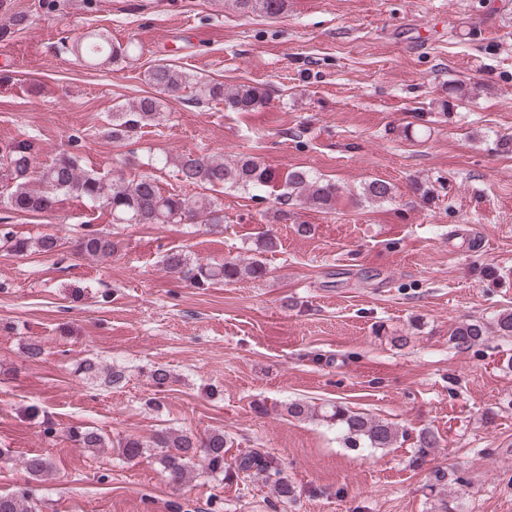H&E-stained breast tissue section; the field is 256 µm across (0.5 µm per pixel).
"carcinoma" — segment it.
I'll return each mask as SVG.
<instances>
[{
	"mask_svg": "<svg viewBox=\"0 0 512 512\" xmlns=\"http://www.w3.org/2000/svg\"><path fill=\"white\" fill-rule=\"evenodd\" d=\"M287 0H236L245 12L259 11L269 16L280 14ZM77 55L98 66H114L127 62L134 54V44L114 42L97 30L85 33L83 42L75 46ZM146 82L159 94L183 97L188 91L197 104L222 102L234 112H253L267 104L264 89L257 85L241 84L228 89L220 82H202L189 73L169 63H157L147 70ZM161 101L145 96L126 108L112 113L109 134L115 141H122L130 134L160 124L164 119ZM147 165L168 169L181 187H203L211 194L187 196L181 191L164 190L159 180L149 174L128 179L122 174H101L79 164L78 156L63 152L51 163L34 167L31 145L25 141L0 145V203L18 214H46L67 197H75L106 209L114 224H210L219 227L224 223L219 195L226 189L248 190L271 187L277 189V207L273 220L286 224L293 220L288 206L293 202L309 205L324 212L335 209L339 188L329 181L323 182L308 171L294 169L281 175L264 165L257 158L241 155L230 163L222 155H203L185 151L177 155L164 154L148 158ZM393 197V186L375 180L363 187L359 198L366 202H382ZM0 245L16 255L40 252L53 254L62 246L61 238L47 234L40 238L23 237L10 225L0 224ZM118 249V241L101 229L87 228L74 243L75 254L85 258H106ZM166 269L197 289H206L218 281L239 282L244 279L262 280L267 275L266 263L252 258L247 261L226 258L222 263L202 264L191 260L182 252H171L164 259ZM486 333L484 323L475 320L461 323L451 331L457 345H467L479 340ZM105 374L109 386L121 387L125 371L114 366L100 369L94 358L77 363L73 373L81 377ZM151 386L164 391L170 381L169 371L161 366L149 372ZM322 420L335 426L347 448L379 450L390 448L397 442L398 430L390 423L373 419L361 412L331 405L321 411ZM70 442L77 448H106L110 439L101 432L84 425L67 430ZM228 445L224 431L213 430L203 436L178 433L167 429L156 431L148 441L135 436L118 440L122 458L128 462L140 460L146 448H162L163 469L168 483L181 487L190 481L194 459L203 458L205 469L224 476L229 481L246 482L261 477L273 483L283 501L294 495V487L283 476L280 465L267 452L257 449L243 452L233 459L225 457ZM23 470L33 479L45 480L53 473L49 457L33 454L22 459ZM0 512H37L36 503L26 491L0 495Z\"/></svg>",
	"mask_w": 512,
	"mask_h": 512,
	"instance_id": "carcinoma-1",
	"label": "carcinoma"
}]
</instances>
